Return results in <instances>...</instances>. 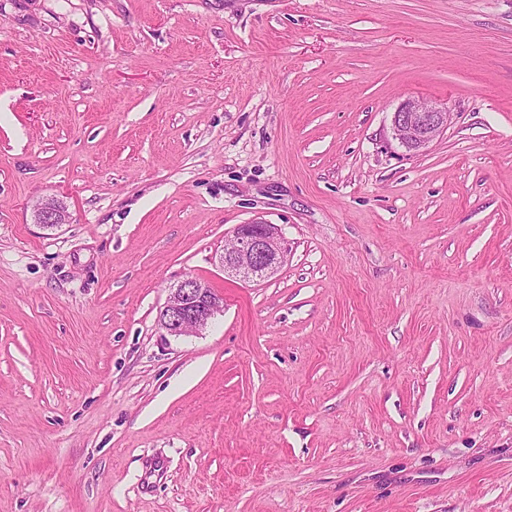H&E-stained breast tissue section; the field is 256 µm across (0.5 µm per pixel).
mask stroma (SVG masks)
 Returning <instances> with one entry per match:
<instances>
[{
  "instance_id": "obj_1",
  "label": "stroma",
  "mask_w": 512,
  "mask_h": 512,
  "mask_svg": "<svg viewBox=\"0 0 512 512\" xmlns=\"http://www.w3.org/2000/svg\"><path fill=\"white\" fill-rule=\"evenodd\" d=\"M0 512H512V0H0ZM448 117L447 107L408 98L392 113L393 138L409 152H421L447 128ZM232 247L224 249L220 263L224 273L242 281L272 276L284 262L285 248L275 224L256 222L238 225ZM224 307V297L206 282L187 278L171 288L159 314L161 327L172 336L194 334Z\"/></svg>"
}]
</instances>
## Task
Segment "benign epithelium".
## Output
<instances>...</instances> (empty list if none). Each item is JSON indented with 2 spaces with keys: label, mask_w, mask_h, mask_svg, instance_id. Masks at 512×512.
<instances>
[{
  "label": "benign epithelium",
  "mask_w": 512,
  "mask_h": 512,
  "mask_svg": "<svg viewBox=\"0 0 512 512\" xmlns=\"http://www.w3.org/2000/svg\"><path fill=\"white\" fill-rule=\"evenodd\" d=\"M446 107L409 98L392 113L393 138L410 152H421L448 126ZM40 224L53 226L63 221L60 205L48 201L38 208ZM285 248L274 224L256 222L238 225L232 247L220 256L224 272L242 281H257L272 276L284 262ZM224 307V297L206 282L187 278L170 289L159 314L161 327L172 336L194 334L206 327Z\"/></svg>",
  "instance_id": "1"
}]
</instances>
